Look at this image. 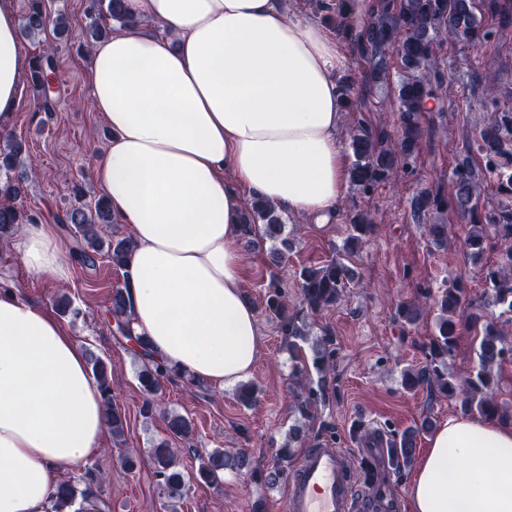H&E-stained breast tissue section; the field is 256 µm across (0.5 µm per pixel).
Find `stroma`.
<instances>
[{
    "mask_svg": "<svg viewBox=\"0 0 512 512\" xmlns=\"http://www.w3.org/2000/svg\"><path fill=\"white\" fill-rule=\"evenodd\" d=\"M46 4L49 13L65 12L69 21L66 38H58L52 31L47 34L48 42L59 48V78L51 92L56 110L50 116L36 111L31 88L23 87L10 131L26 140L27 159L38 170L22 205L37 211L43 223L51 224L56 214L68 207L72 188H80L89 203L102 196L94 166L112 132L90 104L89 58L78 52L90 23L85 0H46ZM483 24L485 35L479 40L444 46L443 81L430 111L421 115V149L405 164L396 183L380 184L369 194L347 185L330 224H313L303 215L285 211L287 226H301L302 232L283 259L275 258L271 241L257 235L240 239L242 287L257 309L262 337L261 352L248 376L260 389L253 407L242 406L234 388L208 383L189 390L178 382L166 384L155 413L143 417L140 409L145 395L136 379L141 362L117 340L108 314L112 291L122 286L124 272L105 261L92 267L69 258L66 288L80 313L62 317L61 323L79 346L111 360L112 398L127 419L123 441L105 440L103 451L91 461L107 476L106 505L100 512H169L150 463L129 470L121 457L128 451L147 453L153 443L165 438L170 412L188 416L194 423L192 440L176 444V463L183 473L194 471L201 457L216 448L248 449L259 467L273 468V450L289 428L297 425L299 416L291 408L294 363L276 322L264 311L265 285L270 276H278L290 304L299 305V270L320 266L336 256L348 234L349 217L357 210L370 213L374 231L348 261L356 278L346 288L340 305L314 318L308 338L309 343H316L326 329L336 338L329 403L322 410L327 427L296 444L295 454L303 456L325 441L352 448L364 424L396 436L423 417H431L439 426L459 415V399H437L425 389L408 392L402 388V370L425 365L428 360L435 317L430 314L410 324L399 318L397 306L436 298L452 279L465 283L467 302L478 303L484 291L483 273L500 259L498 246L491 242L481 263L467 260L464 241L469 227L449 212L444 215L447 248H430L423 226L411 211L413 197L422 190L449 194L458 161H480L476 137L484 117L486 75L499 78L495 93L499 105L512 107V25L498 27L488 16ZM342 72L355 79L360 100L359 111L345 115L342 137H349L359 121L373 132L397 137L396 59L388 58L386 70L374 79L369 63L348 52ZM15 242L12 236L0 238V292L16 288L32 301L52 307L55 286L28 272ZM285 490V483L271 486L228 471L220 485L191 484L177 510L283 512Z\"/></svg>",
    "mask_w": 512,
    "mask_h": 512,
    "instance_id": "obj_1",
    "label": "stroma"
}]
</instances>
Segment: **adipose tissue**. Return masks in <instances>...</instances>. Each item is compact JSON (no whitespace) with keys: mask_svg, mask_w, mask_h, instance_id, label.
Segmentation results:
<instances>
[{"mask_svg":"<svg viewBox=\"0 0 512 512\" xmlns=\"http://www.w3.org/2000/svg\"><path fill=\"white\" fill-rule=\"evenodd\" d=\"M136 24L91 49L112 138L94 168L134 241L126 288L154 357L226 387L261 348L241 293L245 193L326 223L342 199L346 111L336 37L276 0H127ZM16 0H0V130L26 75ZM38 278H69L52 225H24ZM103 395L46 307L0 293V512H46L63 469L97 457ZM411 512H512V424L457 416L407 485Z\"/></svg>","mask_w":512,"mask_h":512,"instance_id":"adipose-tissue-1","label":"adipose tissue"}]
</instances>
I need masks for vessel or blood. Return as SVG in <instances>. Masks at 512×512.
Listing matches in <instances>:
<instances>
[{
	"mask_svg": "<svg viewBox=\"0 0 512 512\" xmlns=\"http://www.w3.org/2000/svg\"><path fill=\"white\" fill-rule=\"evenodd\" d=\"M391 447L385 431L373 428L359 437L355 452L312 449L289 473L284 512H400Z\"/></svg>",
	"mask_w": 512,
	"mask_h": 512,
	"instance_id": "obj_1",
	"label": "vessel or blood"
}]
</instances>
